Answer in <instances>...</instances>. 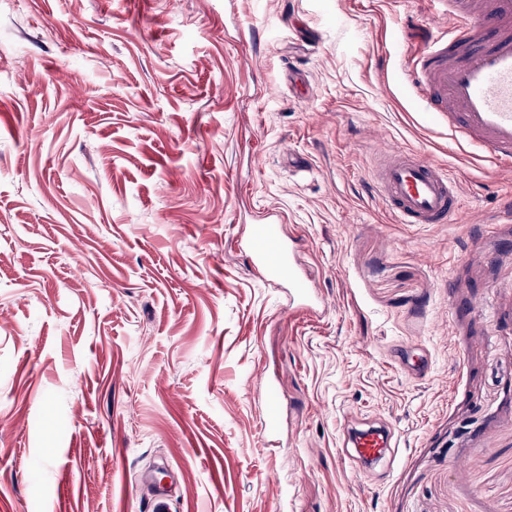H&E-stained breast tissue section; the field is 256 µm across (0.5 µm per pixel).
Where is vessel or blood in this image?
I'll list each match as a JSON object with an SVG mask.
<instances>
[{
	"label": "vessel or blood",
	"mask_w": 512,
	"mask_h": 512,
	"mask_svg": "<svg viewBox=\"0 0 512 512\" xmlns=\"http://www.w3.org/2000/svg\"><path fill=\"white\" fill-rule=\"evenodd\" d=\"M448 24L429 33L425 49L406 68L411 87L447 117L456 142L512 164V0H448ZM372 183L401 224H449L459 211L462 183L412 150L381 147ZM267 282L287 285L289 303H305L312 289L295 263L292 241L277 220L255 225L247 244ZM351 463H393L394 435L384 427L357 430Z\"/></svg>",
	"instance_id": "1"
}]
</instances>
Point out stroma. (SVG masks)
I'll return each instance as SVG.
<instances>
[{
  "instance_id": "1",
  "label": "stroma",
  "mask_w": 512,
  "mask_h": 512,
  "mask_svg": "<svg viewBox=\"0 0 512 512\" xmlns=\"http://www.w3.org/2000/svg\"><path fill=\"white\" fill-rule=\"evenodd\" d=\"M447 10L0 0V512H512V167L405 83ZM384 141L463 182L454 223H396ZM270 215L323 307L253 267ZM351 443L352 452L346 456L353 464L372 466L386 462L388 470L394 463L397 448L394 434L382 426L357 430Z\"/></svg>"
}]
</instances>
